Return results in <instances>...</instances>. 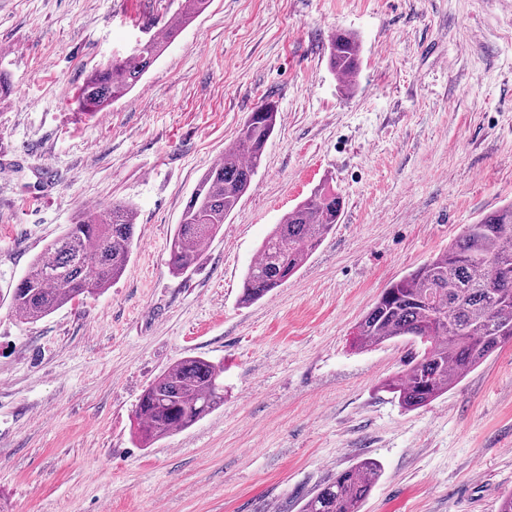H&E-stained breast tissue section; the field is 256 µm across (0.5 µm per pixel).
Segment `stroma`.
Listing matches in <instances>:
<instances>
[{
  "mask_svg": "<svg viewBox=\"0 0 512 512\" xmlns=\"http://www.w3.org/2000/svg\"><path fill=\"white\" fill-rule=\"evenodd\" d=\"M181 0H0V512H300L363 458L361 512H498L512 493V341L408 411L386 381L413 348L351 331L390 283L512 202V0H211L106 111L91 71ZM362 44L350 93L328 66ZM279 118L253 188L175 277L168 244L250 112ZM341 220L297 274L240 302L248 263L320 185ZM138 241L104 294L36 323L8 293L67 224L113 202ZM201 356L224 403L150 447L143 391ZM361 43L349 32L337 31L329 42L328 64L330 69L345 82L355 74L360 65Z\"/></svg>",
  "mask_w": 512,
  "mask_h": 512,
  "instance_id": "1",
  "label": "stroma"
}]
</instances>
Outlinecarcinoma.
<instances>
[{"mask_svg":"<svg viewBox=\"0 0 512 512\" xmlns=\"http://www.w3.org/2000/svg\"><path fill=\"white\" fill-rule=\"evenodd\" d=\"M209 3L184 0L163 38L92 72L78 89V109L103 112L139 85L181 26ZM360 56L355 34L338 31L331 37L328 64L340 79L357 72ZM276 122L274 103L260 119L248 118L221 162L205 172L169 241L172 274L193 267L202 246L250 190ZM342 208V197L320 186L288 212L247 266L241 302H257L295 275L333 231ZM135 235L136 211L129 203L82 215L32 259L11 293L15 315L33 323L80 296L104 293L131 260ZM351 335L360 349L398 337L415 346L407 368L386 384L407 410L429 405L512 341V202L467 225L448 251L391 283ZM223 404L224 367L202 357L183 358L141 395L135 436L146 447ZM380 472L377 462L358 461L322 485L301 512H360Z\"/></svg>","mask_w":512,"mask_h":512,"instance_id":"1","label":"carcinoma"}]
</instances>
